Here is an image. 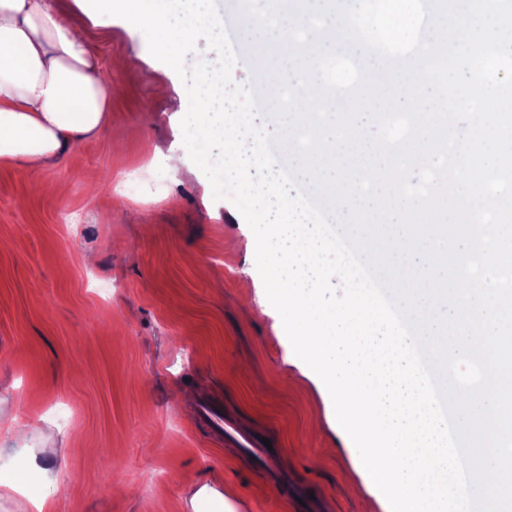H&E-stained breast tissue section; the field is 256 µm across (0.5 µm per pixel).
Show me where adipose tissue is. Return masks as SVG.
Returning <instances> with one entry per match:
<instances>
[{
  "label": "adipose tissue",
  "instance_id": "adipose-tissue-1",
  "mask_svg": "<svg viewBox=\"0 0 512 512\" xmlns=\"http://www.w3.org/2000/svg\"><path fill=\"white\" fill-rule=\"evenodd\" d=\"M53 0H0V160L36 172L108 133V76Z\"/></svg>",
  "mask_w": 512,
  "mask_h": 512
}]
</instances>
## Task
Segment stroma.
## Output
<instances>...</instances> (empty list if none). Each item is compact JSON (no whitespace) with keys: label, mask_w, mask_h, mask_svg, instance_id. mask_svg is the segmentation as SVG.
I'll use <instances>...</instances> for the list:
<instances>
[{"label":"stroma","mask_w":512,"mask_h":512,"mask_svg":"<svg viewBox=\"0 0 512 512\" xmlns=\"http://www.w3.org/2000/svg\"><path fill=\"white\" fill-rule=\"evenodd\" d=\"M81 33L111 134L36 173L0 161V512H383L336 491L354 455L314 429L254 234L186 156L182 80L123 19ZM204 399L274 455L215 437Z\"/></svg>","instance_id":"1"}]
</instances>
